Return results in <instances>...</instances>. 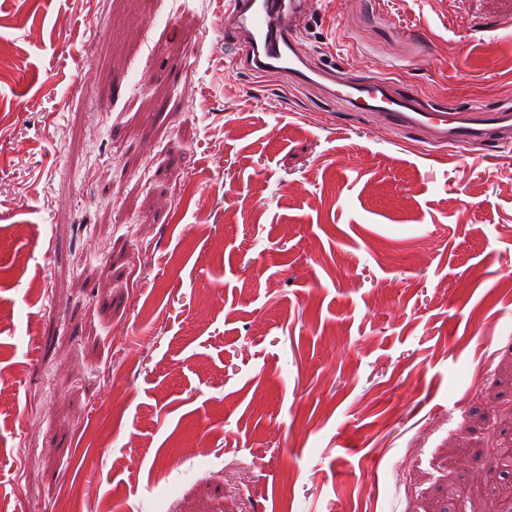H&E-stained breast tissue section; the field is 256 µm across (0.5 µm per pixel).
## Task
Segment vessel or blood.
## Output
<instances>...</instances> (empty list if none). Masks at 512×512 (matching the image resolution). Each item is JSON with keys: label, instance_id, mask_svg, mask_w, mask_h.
<instances>
[{"label": "vessel or blood", "instance_id": "vessel-or-blood-1", "mask_svg": "<svg viewBox=\"0 0 512 512\" xmlns=\"http://www.w3.org/2000/svg\"><path fill=\"white\" fill-rule=\"evenodd\" d=\"M309 4L310 0H229L236 34L244 46L243 61L256 76L282 74L300 85L324 87L330 98L350 111L378 115L390 128L429 131L437 143L448 147L498 135L512 139V105L508 103L493 109L451 106L436 110L382 77L333 87V70L310 66L295 28L283 22L287 16L303 17Z\"/></svg>", "mask_w": 512, "mask_h": 512}]
</instances>
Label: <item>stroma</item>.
Wrapping results in <instances>:
<instances>
[{"label":"stroma","instance_id":"stroma-1","mask_svg":"<svg viewBox=\"0 0 512 512\" xmlns=\"http://www.w3.org/2000/svg\"><path fill=\"white\" fill-rule=\"evenodd\" d=\"M297 35L512 102V0H317ZM240 54L218 0H0V512H497L512 143Z\"/></svg>","mask_w":512,"mask_h":512}]
</instances>
